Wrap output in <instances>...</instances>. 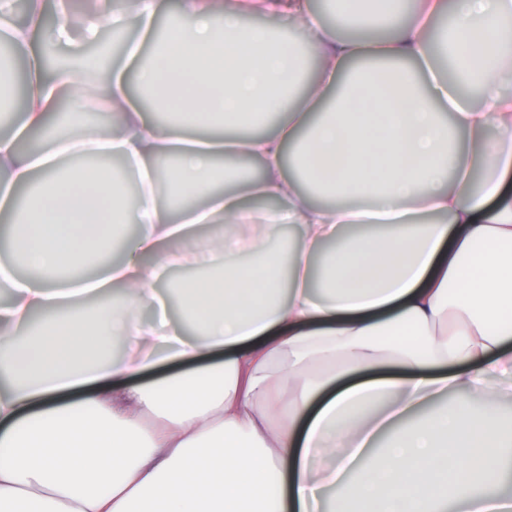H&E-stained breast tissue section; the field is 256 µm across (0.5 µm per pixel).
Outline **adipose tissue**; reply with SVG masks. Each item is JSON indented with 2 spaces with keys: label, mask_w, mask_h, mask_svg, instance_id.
I'll use <instances>...</instances> for the list:
<instances>
[{
  "label": "adipose tissue",
  "mask_w": 512,
  "mask_h": 512,
  "mask_svg": "<svg viewBox=\"0 0 512 512\" xmlns=\"http://www.w3.org/2000/svg\"><path fill=\"white\" fill-rule=\"evenodd\" d=\"M403 4L340 0L329 27L305 0H178L153 64L131 46L92 73L29 50L37 33L72 40L66 9L51 25L28 0L16 23L0 0L29 53L22 127L45 132L28 154L0 136V210L26 267L0 260V512H512L485 492L512 480V427L498 425L512 396V0H416L406 20ZM160 9L112 0L80 34L135 19L150 38ZM447 12L449 81L428 36ZM252 14L288 26H245ZM144 93L175 121H149ZM60 101L97 108L95 122L57 131ZM163 153L187 199L174 209L157 190ZM73 155L122 160L136 202L64 168ZM243 157L260 176L217 186ZM305 182L337 205L311 204ZM288 223L284 256L268 242ZM130 224L119 262L93 260ZM207 224L226 230L194 248ZM166 266L208 271L178 282L181 324L154 286ZM104 328L120 356L100 359Z\"/></svg>",
  "instance_id": "obj_1"
}]
</instances>
